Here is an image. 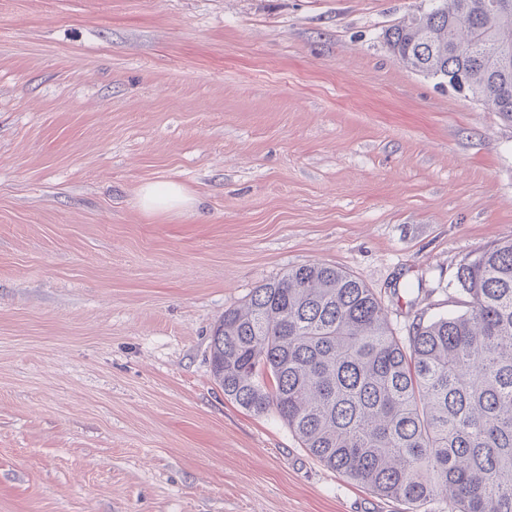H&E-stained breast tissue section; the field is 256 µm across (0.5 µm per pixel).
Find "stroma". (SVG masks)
<instances>
[{
  "label": "stroma",
  "mask_w": 512,
  "mask_h": 512,
  "mask_svg": "<svg viewBox=\"0 0 512 512\" xmlns=\"http://www.w3.org/2000/svg\"><path fill=\"white\" fill-rule=\"evenodd\" d=\"M430 0H0V512H412L227 400L225 309L322 262L414 316L512 238V122L400 63ZM195 198L138 205L147 182ZM141 209L150 214H180L191 209L194 199L183 185L176 181L147 183L138 194Z\"/></svg>",
  "instance_id": "obj_1"
}]
</instances>
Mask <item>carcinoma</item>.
<instances>
[{"label": "carcinoma", "instance_id": "carcinoma-1", "mask_svg": "<svg viewBox=\"0 0 512 512\" xmlns=\"http://www.w3.org/2000/svg\"><path fill=\"white\" fill-rule=\"evenodd\" d=\"M385 33L406 67L512 121V0H432ZM460 313L391 328L372 289L324 263L224 310L210 337L224 396L284 420L311 455L375 494L512 512V239L459 264Z\"/></svg>", "mask_w": 512, "mask_h": 512}]
</instances>
